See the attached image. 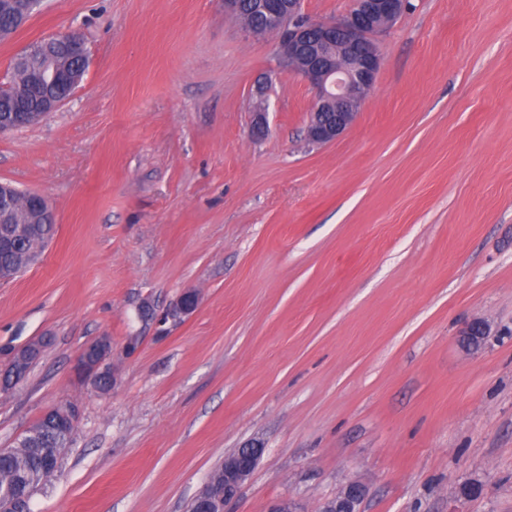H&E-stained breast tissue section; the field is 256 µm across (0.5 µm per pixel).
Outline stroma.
Segmentation results:
<instances>
[{
	"label": "stroma",
	"mask_w": 512,
	"mask_h": 512,
	"mask_svg": "<svg viewBox=\"0 0 512 512\" xmlns=\"http://www.w3.org/2000/svg\"><path fill=\"white\" fill-rule=\"evenodd\" d=\"M411 3L326 145L277 36L223 0H42L0 39V84L33 42L76 29L89 48L68 103L0 135V181L56 214L0 285V366L44 343L0 392V448L80 412L32 512H187L253 442L224 512H315L351 481L362 512H512V0ZM186 291L195 312L166 318ZM104 335L102 394L74 364ZM488 335V327L484 322L474 320L461 333V344L467 349H478ZM41 347L42 346L39 341H31L21 347L14 348L9 353V363L10 365L15 366L14 371L22 370L24 371L25 375L26 372L23 366L27 364L30 360L39 357Z\"/></svg>",
	"instance_id": "1"
}]
</instances>
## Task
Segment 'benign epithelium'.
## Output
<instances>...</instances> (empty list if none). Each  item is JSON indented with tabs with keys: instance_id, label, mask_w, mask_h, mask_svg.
<instances>
[{
	"instance_id": "benign-epithelium-1",
	"label": "benign epithelium",
	"mask_w": 512,
	"mask_h": 512,
	"mask_svg": "<svg viewBox=\"0 0 512 512\" xmlns=\"http://www.w3.org/2000/svg\"><path fill=\"white\" fill-rule=\"evenodd\" d=\"M268 22L279 33L278 54L282 60L301 75L315 90V101L308 126L310 139L317 144L336 141L355 121L363 99L376 83L381 56L377 39L404 14V0H354L352 8L343 16L324 21H310L301 13V0H268L265 3ZM68 47L73 58L88 63V50L82 33L70 30L44 41ZM39 77L51 83L64 80L51 53L39 70ZM79 81L70 80L64 90L44 99L39 105L41 115L57 111L75 94ZM28 102L10 96L0 88V133L16 131L38 123ZM19 190L0 182V224L13 223V201ZM37 224L55 223V214L47 200L39 193H28ZM198 306L197 294L182 293L170 310V316L180 318L193 313ZM488 335L485 323L474 320L461 333V344L477 349ZM41 344L31 341L9 353L10 364L21 370L30 360L39 357ZM112 344L102 336L81 352L76 370L90 383L111 373L109 360ZM44 416L56 417L76 427V410L67 404L55 406ZM263 448L252 443L224 457V490L213 486L204 491L197 501L204 512H224V504L232 500L244 482L254 472ZM365 488L355 482L343 487L335 497L320 504L318 512H360Z\"/></svg>"
}]
</instances>
